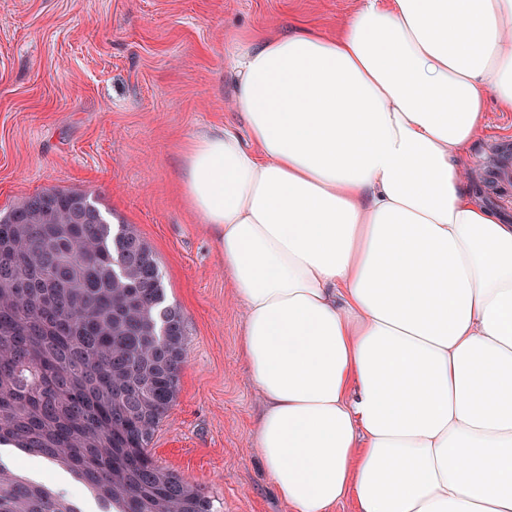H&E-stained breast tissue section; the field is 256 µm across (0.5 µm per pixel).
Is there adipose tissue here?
<instances>
[{
	"instance_id": "adipose-tissue-1",
	"label": "adipose tissue",
	"mask_w": 512,
	"mask_h": 512,
	"mask_svg": "<svg viewBox=\"0 0 512 512\" xmlns=\"http://www.w3.org/2000/svg\"><path fill=\"white\" fill-rule=\"evenodd\" d=\"M244 130L181 151L291 512H512V218L468 162L512 112V0H359L224 37Z\"/></svg>"
}]
</instances>
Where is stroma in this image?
<instances>
[{
    "label": "stroma",
    "instance_id": "stroma-1",
    "mask_svg": "<svg viewBox=\"0 0 512 512\" xmlns=\"http://www.w3.org/2000/svg\"><path fill=\"white\" fill-rule=\"evenodd\" d=\"M357 0H0V212L82 190L154 251L185 319L176 399L150 449L216 512H290L253 441L262 406L240 357L242 309L216 243L186 207L183 144L224 125L228 30L333 31ZM470 162L512 215V113L492 112Z\"/></svg>",
    "mask_w": 512,
    "mask_h": 512
}]
</instances>
